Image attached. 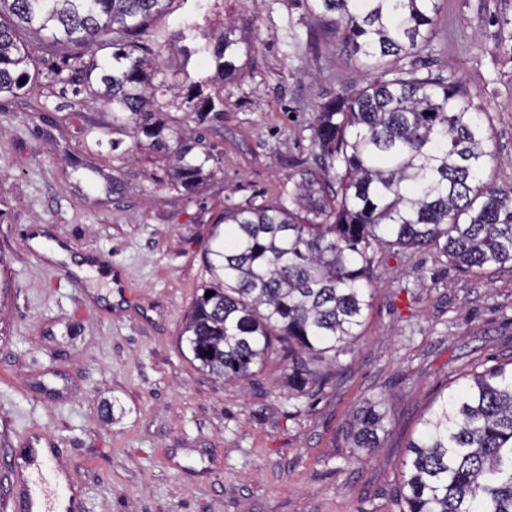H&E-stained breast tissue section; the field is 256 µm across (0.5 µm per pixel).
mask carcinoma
<instances>
[{
	"mask_svg": "<svg viewBox=\"0 0 512 512\" xmlns=\"http://www.w3.org/2000/svg\"><path fill=\"white\" fill-rule=\"evenodd\" d=\"M175 0H0V93L32 90L34 39L58 58L74 94L97 96L134 145L169 161L191 193L212 159L186 122L218 123L224 99L200 98L186 117L160 111L164 82L138 55L140 36ZM440 0H311L315 25L338 37L370 76L320 106L312 148L320 167L288 177V201L224 210V233L207 252L212 280L196 295L182 335L197 368L245 383L273 353L288 388L313 396L327 385L325 361L360 335L371 303L375 251L434 246L478 273L512 261V187L488 177V113L451 74L418 65L430 47ZM104 33L112 35L100 41ZM207 54L224 78L237 75L252 44L238 19L224 22ZM110 49L100 58L91 48ZM211 291L213 295L206 296ZM386 413L367 402L353 447H380ZM403 462L400 512H512V367L477 372L421 421Z\"/></svg>",
	"mask_w": 512,
	"mask_h": 512,
	"instance_id": "obj_1",
	"label": "carcinoma"
}]
</instances>
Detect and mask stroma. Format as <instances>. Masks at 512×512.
I'll return each instance as SVG.
<instances>
[{
	"mask_svg": "<svg viewBox=\"0 0 512 512\" xmlns=\"http://www.w3.org/2000/svg\"><path fill=\"white\" fill-rule=\"evenodd\" d=\"M228 14L253 44L242 78L163 51L166 111H193L187 74L224 99L222 122L193 127L215 157L193 193L133 149L110 107L55 78L38 45V85L0 96V512L37 433L60 448L81 512H399L424 412L512 362V262L475 275L426 247L376 254L363 333L317 396L289 391L277 358L244 388L191 363L180 337L210 279L212 225L224 208L282 201L289 175L316 164L319 105L363 80L355 57L317 36L307 0H175L157 26L195 45ZM420 58L490 112L491 174L512 186V0H441ZM57 244L73 260L96 252L124 287L50 262ZM368 400L388 422L362 465L349 431Z\"/></svg>",
	"mask_w": 512,
	"mask_h": 512,
	"instance_id": "obj_1",
	"label": "stroma"
}]
</instances>
